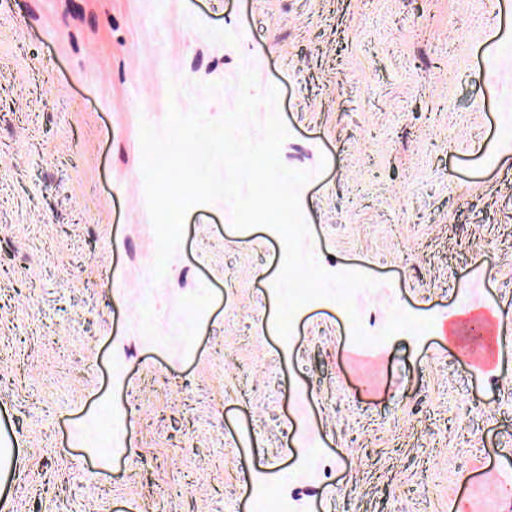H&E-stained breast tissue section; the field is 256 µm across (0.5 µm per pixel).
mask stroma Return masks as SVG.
Returning <instances> with one entry per match:
<instances>
[{
	"mask_svg": "<svg viewBox=\"0 0 512 512\" xmlns=\"http://www.w3.org/2000/svg\"><path fill=\"white\" fill-rule=\"evenodd\" d=\"M247 67L308 247L376 281L286 340L281 238L227 202L152 274L140 124ZM396 309L430 328L351 340ZM472 309L512 327V0H0V512H512V341L451 337Z\"/></svg>",
	"mask_w": 512,
	"mask_h": 512,
	"instance_id": "35a3bbf8",
	"label": "stroma"
}]
</instances>
